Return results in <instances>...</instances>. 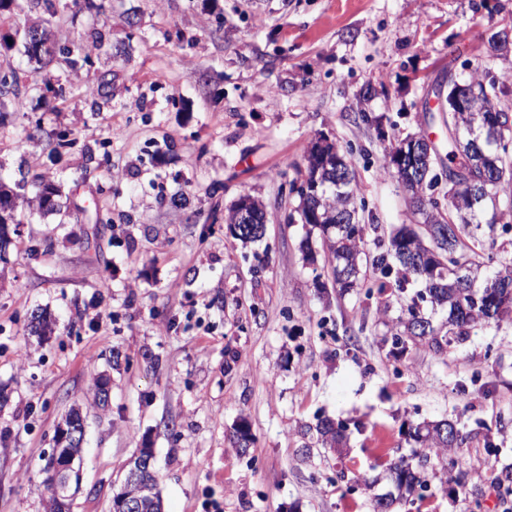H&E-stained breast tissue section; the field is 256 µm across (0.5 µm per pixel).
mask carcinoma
<instances>
[{
	"label": "carcinoma",
	"instance_id": "obj_1",
	"mask_svg": "<svg viewBox=\"0 0 512 512\" xmlns=\"http://www.w3.org/2000/svg\"><path fill=\"white\" fill-rule=\"evenodd\" d=\"M114 74L105 71L95 76L92 85L97 95L112 99ZM469 80L486 85L494 103L477 104L466 112L448 113L446 153L436 150L435 159L446 164L448 175L459 178V187L448 194V216L432 223L403 224L390 238L387 249L373 257L372 265L380 278L368 287L367 294L377 292L387 298L405 291L416 283L420 289L409 298L403 315L391 330L392 343L410 339L426 343L440 355L454 342L466 340L478 327L512 317V261L487 257L468 251V244H480L485 234L497 224L512 223V191L495 183V172L512 168V108L503 98L508 96L504 82L489 68L474 70ZM23 99L14 82L0 78V123L6 114L21 110ZM340 147L328 144L320 154L305 158V176L320 181L319 198L299 200L295 212L299 221L322 236L325 263L333 269L334 287L345 292L361 287L356 266L365 248V225L346 223L345 207L355 208L348 199L356 198L354 177L338 183L333 179L336 154ZM53 181L40 174L8 185L0 180V225L15 223L17 202L32 197L36 210L52 207ZM265 212L256 208L255 223H233V212L224 216L244 242L256 240L254 229L263 224ZM448 308L446 331L437 329L432 319L421 311V303ZM316 429L325 448H339L346 439L348 423L322 418ZM407 436L419 448L418 468L401 459L390 467L391 478L401 497L378 498L373 512H388L400 501L414 505L430 489L429 474L440 468L447 472L457 466L456 455L463 451L466 436L454 423L441 420L410 425ZM151 488L141 494V512H163L158 478L149 476Z\"/></svg>",
	"mask_w": 512,
	"mask_h": 512
}]
</instances>
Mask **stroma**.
<instances>
[{"instance_id": "obj_1", "label": "stroma", "mask_w": 512, "mask_h": 512, "mask_svg": "<svg viewBox=\"0 0 512 512\" xmlns=\"http://www.w3.org/2000/svg\"><path fill=\"white\" fill-rule=\"evenodd\" d=\"M27 16L61 53L47 73L8 51L25 108L0 125V174L57 179L69 207H19L0 263V512H44L43 466L73 406L88 419L72 512H109L144 445L164 512H371L409 451L406 424L445 419L468 438L467 479L452 490L437 475L419 512H512L494 482L512 464V321L444 358L395 348L379 296L339 293L307 259L320 235L292 220L289 191L328 137L355 174L368 252L385 250L414 221L386 149L446 142L436 90L449 75L485 62L512 77V52L488 48L512 0H104L98 13L18 0L0 36ZM96 32L102 48L81 50ZM108 69L114 98L95 116L88 86ZM36 124L49 143L22 139ZM244 193L267 213L256 242L222 220ZM41 309L57 320L46 339L28 333ZM320 417L361 422L347 454L302 459L298 431ZM243 421L245 451L230 441Z\"/></svg>"}]
</instances>
